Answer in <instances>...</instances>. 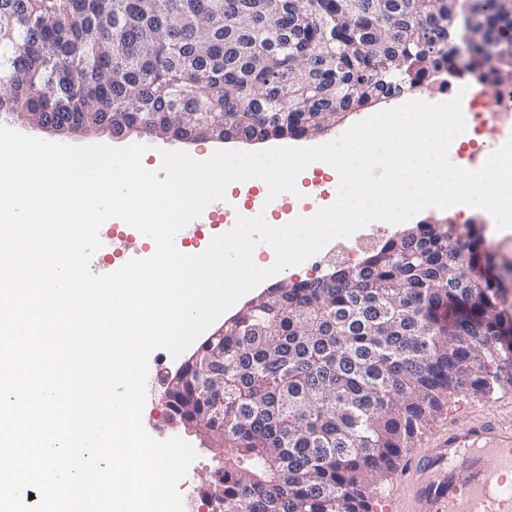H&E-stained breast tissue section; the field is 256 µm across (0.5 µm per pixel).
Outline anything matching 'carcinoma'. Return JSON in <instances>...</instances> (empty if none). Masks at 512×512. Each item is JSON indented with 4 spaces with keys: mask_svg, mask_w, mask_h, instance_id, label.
Returning <instances> with one entry per match:
<instances>
[{
    "mask_svg": "<svg viewBox=\"0 0 512 512\" xmlns=\"http://www.w3.org/2000/svg\"><path fill=\"white\" fill-rule=\"evenodd\" d=\"M464 72L512 74V0H482ZM453 0H0V115L195 141L301 139L432 79ZM474 227L416 224L354 265L268 288L166 389L220 442L224 512H370L448 397L512 368V313Z\"/></svg>",
    "mask_w": 512,
    "mask_h": 512,
    "instance_id": "cac0c4a2",
    "label": "carcinoma"
}]
</instances>
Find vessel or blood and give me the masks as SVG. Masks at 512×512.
I'll return each mask as SVG.
<instances>
[{
    "label": "vessel or blood",
    "instance_id": "b4317fda",
    "mask_svg": "<svg viewBox=\"0 0 512 512\" xmlns=\"http://www.w3.org/2000/svg\"><path fill=\"white\" fill-rule=\"evenodd\" d=\"M399 470L392 512H512V420L494 410L455 420Z\"/></svg>",
    "mask_w": 512,
    "mask_h": 512
}]
</instances>
